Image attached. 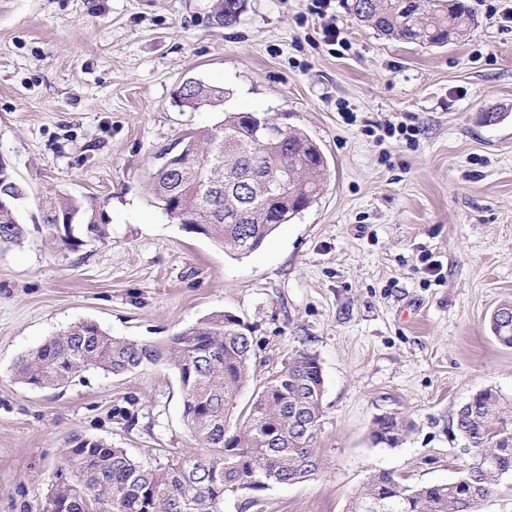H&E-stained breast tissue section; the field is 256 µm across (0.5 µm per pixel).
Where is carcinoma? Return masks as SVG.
I'll return each instance as SVG.
<instances>
[{
	"mask_svg": "<svg viewBox=\"0 0 512 512\" xmlns=\"http://www.w3.org/2000/svg\"><path fill=\"white\" fill-rule=\"evenodd\" d=\"M244 0H214L212 17L231 25ZM349 13L380 34L420 46H446L472 32L475 18L464 0H346ZM226 91L188 80L178 92L181 107L197 111L224 104ZM252 112H226L214 126L189 133L178 151L156 155L151 189L166 215L192 232L237 255L261 247L280 224L311 207L321 193L325 156L307 134L284 128L281 152L270 153L273 168L293 173L281 195L272 176L253 173L251 159L265 150L267 129ZM255 174L250 198L243 200L240 178ZM28 189L12 171L0 169V250L24 246L22 224ZM247 204L250 224H229L224 212ZM37 229L67 248L78 246L72 226L102 238L105 218L93 206L66 194L43 197ZM490 330L512 347V302L490 316ZM249 327L233 315L217 313L196 325L153 342L115 338L91 322L75 324L48 338L14 365V377L27 385L66 386L81 372L100 369L114 376L152 366L171 367L183 397L184 425L201 451L172 455L152 465L123 448L91 437L74 436L57 473L52 512H224L230 497L256 503L253 494L273 485L315 476L323 465L316 448L322 418L323 377L315 355L301 352L270 374L244 406L239 397L255 352ZM310 431L300 428V422ZM452 427L480 449L475 464L462 472L466 486L453 482L410 486L391 472L369 475L350 512H477L479 504L506 474H512V398L483 389L462 405ZM410 429L402 418L377 421L374 441L397 446Z\"/></svg>",
	"mask_w": 512,
	"mask_h": 512,
	"instance_id": "obj_1",
	"label": "carcinoma"
}]
</instances>
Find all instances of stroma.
<instances>
[{
    "instance_id": "1",
    "label": "stroma",
    "mask_w": 512,
    "mask_h": 512,
    "mask_svg": "<svg viewBox=\"0 0 512 512\" xmlns=\"http://www.w3.org/2000/svg\"><path fill=\"white\" fill-rule=\"evenodd\" d=\"M469 3L470 36L428 47L378 34L345 0L329 9L343 46L312 0H246L228 27L211 0H0V156L30 188L22 220L55 191L107 218L74 250L33 230L0 252V512H38L73 436L149 463L195 445L172 369L16 381L19 356L86 321L155 341L236 316L256 352L244 403L316 356L322 470L224 512H347L375 471L460 476L454 413L488 387L512 396V348L487 328L512 301V30L500 0ZM190 78L224 87L223 109L179 107ZM227 111L301 128L327 158L317 202L246 257L173 222L149 186L157 152ZM398 121L414 140L386 135ZM387 415L412 425L394 448L373 440Z\"/></svg>"
}]
</instances>
